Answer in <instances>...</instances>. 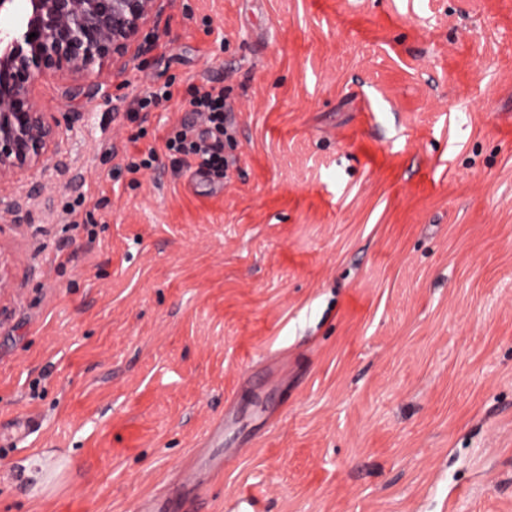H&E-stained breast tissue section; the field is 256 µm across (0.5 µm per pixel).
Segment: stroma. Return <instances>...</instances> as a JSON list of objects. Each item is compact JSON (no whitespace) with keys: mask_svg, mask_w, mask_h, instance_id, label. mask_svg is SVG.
<instances>
[{"mask_svg":"<svg viewBox=\"0 0 512 512\" xmlns=\"http://www.w3.org/2000/svg\"><path fill=\"white\" fill-rule=\"evenodd\" d=\"M141 39L108 98L34 86L81 119L0 226V512H512V0H165ZM210 82L223 178L165 147ZM43 184L41 182H26L22 190L6 204L0 193V220L20 228L27 224L30 207L41 196Z\"/></svg>","mask_w":512,"mask_h":512,"instance_id":"1","label":"stroma"}]
</instances>
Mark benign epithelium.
<instances>
[{
    "mask_svg": "<svg viewBox=\"0 0 512 512\" xmlns=\"http://www.w3.org/2000/svg\"><path fill=\"white\" fill-rule=\"evenodd\" d=\"M163 0H0V183L46 171L56 153L60 123L50 121L33 88L44 77L85 75L123 62L131 48L143 51L140 36L162 10ZM35 37L28 38V35ZM43 184L22 186L0 220L18 228Z\"/></svg>",
    "mask_w": 512,
    "mask_h": 512,
    "instance_id": "obj_1",
    "label": "benign epithelium"
}]
</instances>
